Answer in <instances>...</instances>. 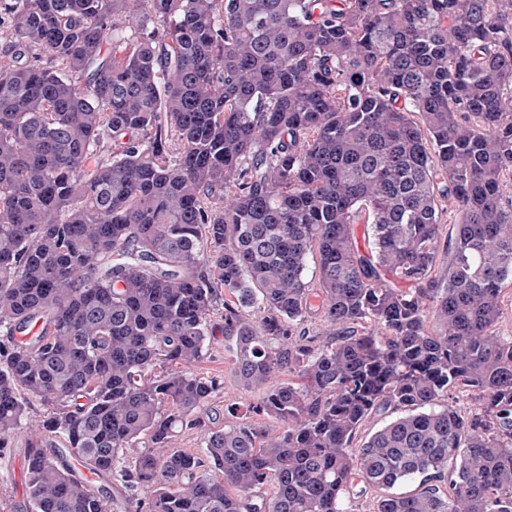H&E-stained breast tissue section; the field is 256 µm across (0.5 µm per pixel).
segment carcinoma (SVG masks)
Masks as SVG:
<instances>
[{
  "mask_svg": "<svg viewBox=\"0 0 512 512\" xmlns=\"http://www.w3.org/2000/svg\"><path fill=\"white\" fill-rule=\"evenodd\" d=\"M508 185L512 0H0V448L47 407L30 512L117 507L46 430L135 512H347L356 485L512 512ZM217 321L264 392L173 450Z\"/></svg>",
  "mask_w": 512,
  "mask_h": 512,
  "instance_id": "cac0c4a2",
  "label": "carcinoma"
}]
</instances>
